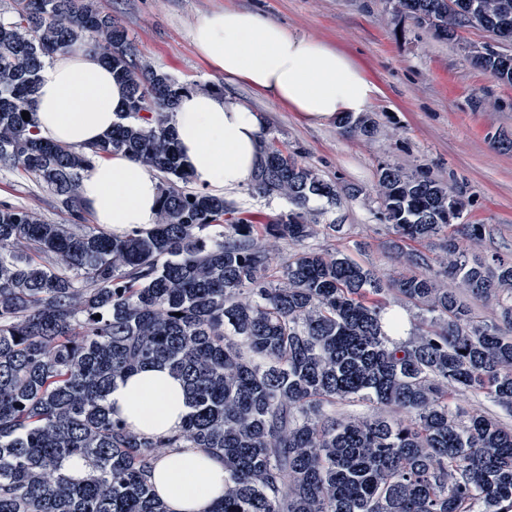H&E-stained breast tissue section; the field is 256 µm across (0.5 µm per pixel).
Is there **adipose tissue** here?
I'll list each match as a JSON object with an SVG mask.
<instances>
[{"instance_id":"obj_1","label":"adipose tissue","mask_w":512,"mask_h":512,"mask_svg":"<svg viewBox=\"0 0 512 512\" xmlns=\"http://www.w3.org/2000/svg\"><path fill=\"white\" fill-rule=\"evenodd\" d=\"M190 36L198 55L225 80L252 88L311 124L357 115L378 93L342 52L256 12L210 10L196 20ZM123 108L122 87L82 46L46 62L39 72L34 109L43 139L90 145L111 130ZM173 125L197 188L223 196L251 182L263 139L257 112L222 95L189 91ZM81 195L96 224L121 236L154 225L160 182L138 161L115 153L92 164ZM107 400L114 417L157 436L177 433L187 413L181 382L159 366L117 383ZM151 481L168 512H207L224 493V460L200 448H174L156 461Z\"/></svg>"}]
</instances>
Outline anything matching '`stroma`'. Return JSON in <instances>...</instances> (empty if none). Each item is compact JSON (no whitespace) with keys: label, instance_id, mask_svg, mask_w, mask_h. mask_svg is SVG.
<instances>
[{"label":"stroma","instance_id":"stroma-1","mask_svg":"<svg viewBox=\"0 0 512 512\" xmlns=\"http://www.w3.org/2000/svg\"><path fill=\"white\" fill-rule=\"evenodd\" d=\"M228 0H98L125 27L141 60L182 84H216L225 96L263 117L269 137L342 188L341 202L310 204L323 228L313 248L345 253L389 278L406 267L391 249L395 234L381 220L376 172L389 163L407 172L452 182L469 201L461 221L486 227L476 254H512V85L474 67L472 52L493 44L479 29L441 39L390 0H229L290 30L336 47L379 93L367 109L376 123L369 139L342 136L337 124L312 125L288 107L249 88L225 84L195 51V18ZM359 188L350 196L349 188ZM254 224L286 212L288 204L240 189L229 197ZM37 208L65 222L51 197L18 171L0 168V202ZM339 232H332V225Z\"/></svg>","mask_w":512,"mask_h":512}]
</instances>
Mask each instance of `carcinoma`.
I'll return each instance as SVG.
<instances>
[{
  "label": "carcinoma",
  "instance_id": "cac0c4a2",
  "mask_svg": "<svg viewBox=\"0 0 512 512\" xmlns=\"http://www.w3.org/2000/svg\"><path fill=\"white\" fill-rule=\"evenodd\" d=\"M436 2L393 9L449 39L464 28L493 35L512 19V0H470L468 15ZM81 40L124 85L126 107L95 144L50 143L32 108L38 73ZM502 56L488 46L472 60L512 85ZM187 91L142 63L95 0H13L0 13V165L68 215L53 223L0 203V512H167L148 475L171 448L224 457V496L207 512H512V429L450 401L465 391L512 411V258L463 247L459 236L477 244L485 233L448 223L468 200L449 181L381 165L382 219L398 241H436L443 253L432 275L426 254L402 250L420 273L383 281L306 245L318 233L309 202L340 198L291 152L265 154L250 182L251 193L288 202L267 224L190 186L172 126ZM339 125L351 137L375 130L363 114ZM114 152L159 175L149 230L114 237L87 223L83 175ZM263 236L298 247L274 273ZM395 293L425 312L406 341L386 318ZM463 293L494 302L496 318H480ZM152 364L187 392L184 424L167 438L132 430L106 402ZM350 399L405 416L336 415ZM73 458L82 473L67 467Z\"/></svg>",
  "mask_w": 512,
  "mask_h": 512
}]
</instances>
